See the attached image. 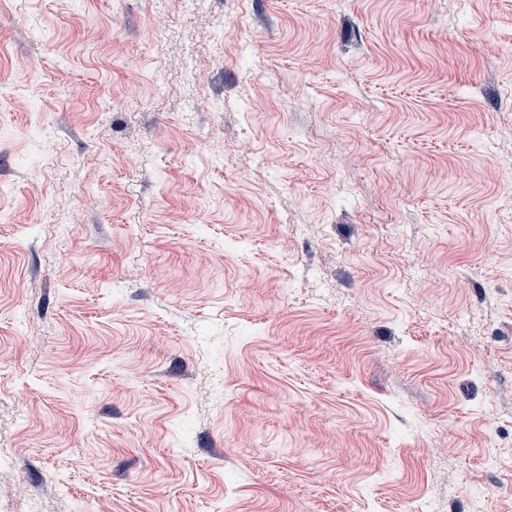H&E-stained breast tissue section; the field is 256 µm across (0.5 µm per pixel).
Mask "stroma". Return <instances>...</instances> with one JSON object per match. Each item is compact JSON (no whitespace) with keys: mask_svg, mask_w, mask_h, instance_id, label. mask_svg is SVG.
<instances>
[{"mask_svg":"<svg viewBox=\"0 0 512 512\" xmlns=\"http://www.w3.org/2000/svg\"><path fill=\"white\" fill-rule=\"evenodd\" d=\"M0 512H512V0H0Z\"/></svg>","mask_w":512,"mask_h":512,"instance_id":"stroma-1","label":"stroma"}]
</instances>
